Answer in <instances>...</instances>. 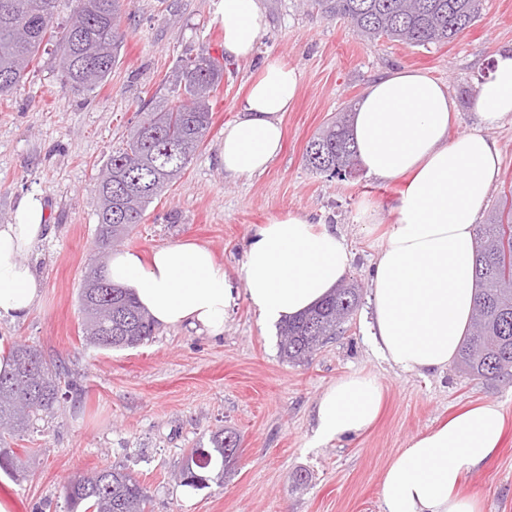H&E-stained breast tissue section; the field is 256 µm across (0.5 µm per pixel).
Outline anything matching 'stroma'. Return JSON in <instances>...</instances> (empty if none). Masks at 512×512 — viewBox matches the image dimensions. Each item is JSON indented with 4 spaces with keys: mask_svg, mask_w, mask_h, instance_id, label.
Here are the masks:
<instances>
[{
    "mask_svg": "<svg viewBox=\"0 0 512 512\" xmlns=\"http://www.w3.org/2000/svg\"><path fill=\"white\" fill-rule=\"evenodd\" d=\"M263 5L268 29L257 62L225 56L213 0H124L123 53L101 88L64 87L46 53L13 95L0 97V224L11 223L23 196L38 193L53 227L28 256L44 284L42 300L26 321L1 323L0 337L11 347L37 348L69 386L51 419L11 442L15 452L27 448L36 456L22 476L0 471V497L13 499V512H66L67 480L115 463L143 483L151 512H381L389 458L439 420L485 401L501 406L504 434L490 461L466 473L463 491L479 497L483 512H512V379L488 384L454 366L440 374L402 373L369 342L370 268L402 181L363 173L339 180L303 162L308 141L337 109L356 102L374 78L403 66L447 85L458 109L450 137L470 132L471 93L489 75L495 51L512 44V0H485L475 26L428 50L364 40L307 0ZM204 48L224 63L211 129L182 179L150 204L123 247L145 257L179 242L210 248L238 291L224 335L159 327L133 349L88 345L78 292L95 255V179L140 107L166 93L181 58ZM267 59L297 70L299 95L283 116V149L269 170L233 178L218 161L224 126ZM368 208L375 212L371 226L363 219ZM291 213L345 236L354 254L349 275L362 288L344 333L299 364L281 359L278 328L250 309L241 278L257 225ZM355 371L372 373L384 390L379 420L359 437L313 446L314 405L336 379ZM219 429L240 438L230 474L220 485L181 486L174 475L188 451L209 447ZM300 472L309 476L301 488L294 484Z\"/></svg>",
    "mask_w": 512,
    "mask_h": 512,
    "instance_id": "1",
    "label": "stroma"
}]
</instances>
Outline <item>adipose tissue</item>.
Masks as SVG:
<instances>
[{
    "instance_id": "obj_1",
    "label": "adipose tissue",
    "mask_w": 512,
    "mask_h": 512,
    "mask_svg": "<svg viewBox=\"0 0 512 512\" xmlns=\"http://www.w3.org/2000/svg\"><path fill=\"white\" fill-rule=\"evenodd\" d=\"M224 52L252 59L268 21L260 0H215ZM300 89L295 69L265 62L224 127L219 161L236 178L262 175L282 149L281 117ZM457 104L446 84L403 67L371 81L355 105L352 135L366 172L403 180L395 221L371 269L370 343L402 373H441L456 360L472 313L476 229L500 176L492 132L512 120V45L497 50L476 88L477 122L449 138ZM41 195L25 196L12 223L0 224V322L24 321L40 303L43 284L26 254L47 238ZM353 255L343 235L308 216L289 214L258 225L241 267L246 299L272 325L299 314L345 276ZM107 276L131 291L163 328H190L218 338L235 299L223 263L206 246L156 248L150 260L125 251L110 256ZM377 378L356 372L336 380L314 408L313 444L365 433L379 416ZM504 413L493 401L464 410L412 438L383 474L381 512H482L462 494L465 473L498 450Z\"/></svg>"
}]
</instances>
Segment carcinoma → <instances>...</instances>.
I'll list each match as a JSON object with an SVG mask.
<instances>
[{"instance_id": "cac0c4a2", "label": "carcinoma", "mask_w": 512, "mask_h": 512, "mask_svg": "<svg viewBox=\"0 0 512 512\" xmlns=\"http://www.w3.org/2000/svg\"><path fill=\"white\" fill-rule=\"evenodd\" d=\"M73 5L62 30L54 23L62 3ZM124 0H0V96L13 93L38 55L54 42L63 83L93 92L108 81L117 65L126 30L121 28ZM324 13L351 23L368 40L381 38L411 47L442 46L472 27L485 0H312ZM224 77V65L206 50L175 67L166 97L141 107L142 117L122 147L111 152L95 182L97 246L106 251L120 244L142 223L153 200L180 179L212 124L210 99ZM351 112L339 111L307 143L303 155L312 171L345 170L356 160L350 135ZM474 269L477 300L469 335L458 356L459 369L484 381L512 377V204L494 207L478 225ZM109 281L98 261L78 292L83 314L82 336L109 350L132 349L152 338L154 322L134 295ZM361 302L355 281L342 280L316 306L279 326L280 356L290 363L308 360L329 340L344 332ZM40 365L38 378L27 363ZM59 376L41 353L20 344L12 349V366L0 372V469L16 474L27 462L10 448L9 439L52 415L60 403ZM231 432L210 436L211 448L193 449L176 479L199 487L194 475L216 468L224 480L231 463L224 440ZM67 512H148L149 496L126 468L112 466L88 474L84 482L64 486Z\"/></svg>"}]
</instances>
